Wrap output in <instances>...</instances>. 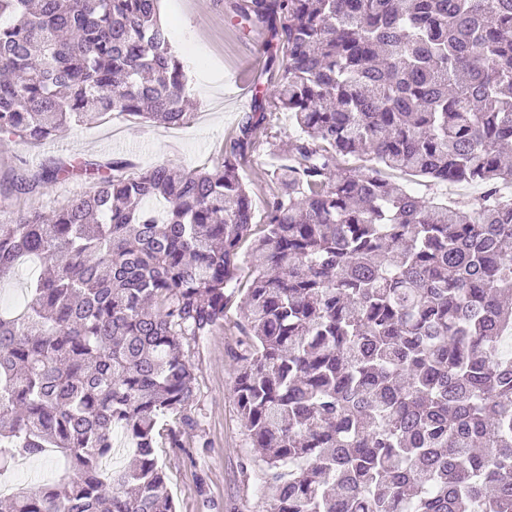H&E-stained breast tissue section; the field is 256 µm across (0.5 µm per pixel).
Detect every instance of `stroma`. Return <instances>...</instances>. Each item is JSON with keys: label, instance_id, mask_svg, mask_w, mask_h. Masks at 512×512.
<instances>
[{"label": "stroma", "instance_id": "stroma-1", "mask_svg": "<svg viewBox=\"0 0 512 512\" xmlns=\"http://www.w3.org/2000/svg\"><path fill=\"white\" fill-rule=\"evenodd\" d=\"M227 0H161L160 17L171 33V44L188 72L190 116L186 124L167 128L111 115L92 124L70 126L54 142L35 145L0 137V216L46 212L89 182L71 178L40 193L11 189L13 176L28 165L54 166L59 159L128 162L138 172L164 163L176 170L212 168L239 133L243 116L251 112L255 95L267 89L269 35L243 31L233 22ZM297 133L287 113L269 112L255 134V144L240 162V173L255 204L263 211L279 191L267 176L270 151L284 152ZM240 300H233L220 327L185 345L192 364L194 397L185 411L180 444L157 438L156 454L175 500L176 512H268L271 491L254 462L251 440L231 391L240 355L248 339L240 331Z\"/></svg>", "mask_w": 512, "mask_h": 512}]
</instances>
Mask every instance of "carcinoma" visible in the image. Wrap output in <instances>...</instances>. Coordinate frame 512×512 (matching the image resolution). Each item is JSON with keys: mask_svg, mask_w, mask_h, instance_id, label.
I'll use <instances>...</instances> for the list:
<instances>
[{"mask_svg": "<svg viewBox=\"0 0 512 512\" xmlns=\"http://www.w3.org/2000/svg\"><path fill=\"white\" fill-rule=\"evenodd\" d=\"M230 9L276 40L298 130L265 224L239 173L262 96L211 169L62 163L16 190H91L0 221V283L40 264L0 311V468L54 449L73 471L13 512H176L157 427L187 423L184 344L224 320L250 238L232 393L268 512H512V0ZM187 81L158 0H0L1 136L112 112L179 127ZM381 166L481 194L430 200Z\"/></svg>", "mask_w": 512, "mask_h": 512, "instance_id": "carcinoma-1", "label": "carcinoma"}]
</instances>
